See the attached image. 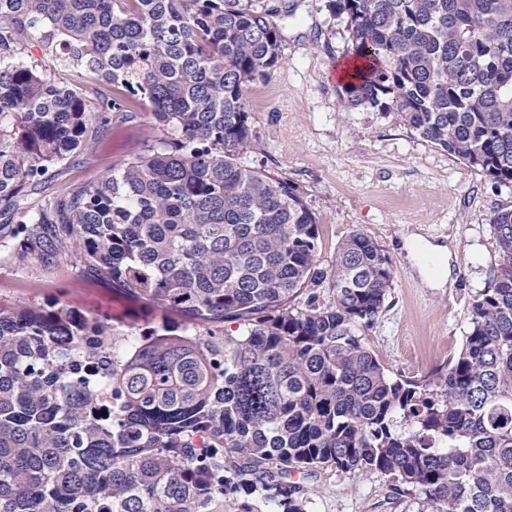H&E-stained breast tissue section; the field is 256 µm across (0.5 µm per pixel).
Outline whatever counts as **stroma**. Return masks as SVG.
<instances>
[{"instance_id":"1","label":"stroma","mask_w":512,"mask_h":512,"mask_svg":"<svg viewBox=\"0 0 512 512\" xmlns=\"http://www.w3.org/2000/svg\"><path fill=\"white\" fill-rule=\"evenodd\" d=\"M283 18V61L270 78L250 84V146L241 161L298 184L321 229L317 260L329 266L337 245L361 232L390 257L394 279L384 308L364 332L368 347L392 375L429 382L448 371L463 344L468 311L491 284L499 264L491 218L512 208V186H495L420 138L397 113L346 110L332 71L351 61L345 23L324 0H294ZM148 108L113 114L88 152L45 189L26 195L35 211L49 197L95 183L114 166L167 139ZM445 246L439 258L444 287L422 281L424 244ZM58 302L108 318L118 329L135 321V304L111 283L85 272L76 259L47 267L14 263L0 245V306ZM308 489L309 512H432L422 497L379 472L349 475L319 467L297 475Z\"/></svg>"}]
</instances>
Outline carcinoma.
I'll return each instance as SVG.
<instances>
[{
    "instance_id": "obj_1",
    "label": "carcinoma",
    "mask_w": 512,
    "mask_h": 512,
    "mask_svg": "<svg viewBox=\"0 0 512 512\" xmlns=\"http://www.w3.org/2000/svg\"><path fill=\"white\" fill-rule=\"evenodd\" d=\"M325 7L362 61L343 107L398 112L512 183V0ZM283 14L275 0H0V227L14 225L15 261L73 252L164 313L126 332L145 340L122 355L104 318L0 308V512H254L272 498L307 512L292 476L322 466L377 471L434 512H512V209L491 219L500 263L444 380L391 376L363 336L389 256L356 232L320 266L300 187L238 162L246 87L281 63ZM144 104L169 139L21 211L109 114Z\"/></svg>"
}]
</instances>
